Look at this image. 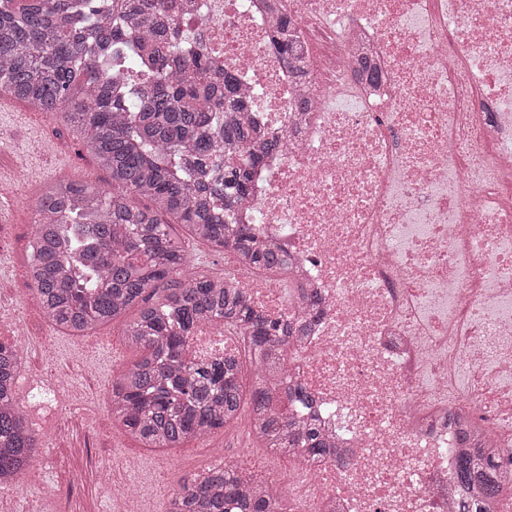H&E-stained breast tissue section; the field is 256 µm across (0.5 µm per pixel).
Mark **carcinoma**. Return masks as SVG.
<instances>
[{
	"instance_id": "cac0c4a2",
	"label": "carcinoma",
	"mask_w": 512,
	"mask_h": 512,
	"mask_svg": "<svg viewBox=\"0 0 512 512\" xmlns=\"http://www.w3.org/2000/svg\"><path fill=\"white\" fill-rule=\"evenodd\" d=\"M190 0H0V96L50 115L83 140L111 182L60 179L39 192L29 272L46 320L87 336L131 309L123 336L140 356L112 381L111 411L143 448H181L245 423L263 448L298 459L335 452L296 405L313 398L288 379L293 327L271 319L244 292L197 268L190 238L258 269L282 270L280 250L230 221L263 159L280 150L230 74L218 77L200 34L182 22ZM279 53L303 72L288 18ZM239 334L242 358L185 356L200 323ZM19 351L0 342V488L29 469L38 437L15 394ZM496 448L458 458L456 477L501 494ZM166 512H284L270 479L243 480L235 465L184 479Z\"/></svg>"
}]
</instances>
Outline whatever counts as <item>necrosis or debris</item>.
<instances>
[{"mask_svg":"<svg viewBox=\"0 0 512 512\" xmlns=\"http://www.w3.org/2000/svg\"><path fill=\"white\" fill-rule=\"evenodd\" d=\"M197 3L191 28L287 140L238 211L287 269L226 275L277 320L322 298L289 369L337 452L291 463L294 512H483L456 464L473 420L512 479V0ZM278 32L280 33L281 39V41L278 42L279 53L284 60L288 62L292 72L295 71L298 74L304 73V61L295 48L294 44L296 38L292 32L291 22L288 20V17L281 19Z\"/></svg>","mask_w":512,"mask_h":512,"instance_id":"obj_1","label":"necrosis or debris"}]
</instances>
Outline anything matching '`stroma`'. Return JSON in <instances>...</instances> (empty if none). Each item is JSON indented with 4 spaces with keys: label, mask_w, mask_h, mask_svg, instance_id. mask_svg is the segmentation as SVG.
Here are the masks:
<instances>
[{
    "label": "stroma",
    "mask_w": 512,
    "mask_h": 512,
    "mask_svg": "<svg viewBox=\"0 0 512 512\" xmlns=\"http://www.w3.org/2000/svg\"><path fill=\"white\" fill-rule=\"evenodd\" d=\"M42 133L47 136L45 154L28 158L30 140ZM0 135L10 144L0 165L14 173L9 192L15 201L14 223L0 229V303L16 304L17 329L24 330L30 342L18 377L24 380L39 373L49 379L71 378L74 397L86 400L90 408L87 428L76 430L63 421L54 429L39 431V448L51 451V462L38 477H25L12 492L0 494V512H113L111 488L96 484L90 470L106 459L117 479H125V461L131 456L143 464L137 481L146 512H164L179 481L211 464L213 445L243 472L273 476L280 494H287L288 476L274 454L255 447L243 428L218 431L206 446L192 441L177 449L143 448L115 421L109 405L112 381L137 358V349L126 343L117 323L99 327L89 339L52 328L41 314L28 275L40 189L64 177L102 182L107 174L82 142L62 126L47 127L42 114L22 102L0 110Z\"/></svg>",
    "instance_id": "1"
}]
</instances>
